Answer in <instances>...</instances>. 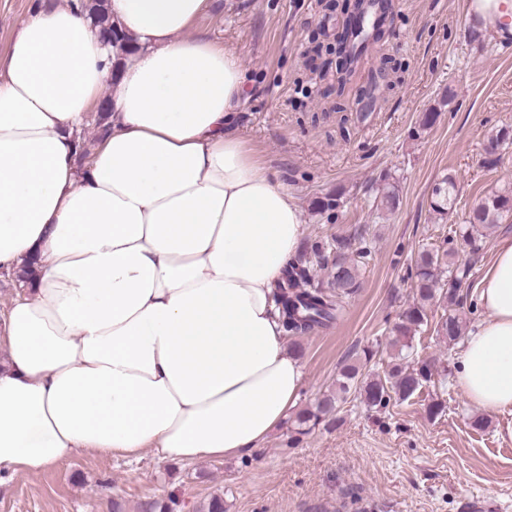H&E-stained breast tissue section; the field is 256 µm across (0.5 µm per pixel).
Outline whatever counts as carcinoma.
<instances>
[{"label": "carcinoma", "mask_w": 512, "mask_h": 512, "mask_svg": "<svg viewBox=\"0 0 512 512\" xmlns=\"http://www.w3.org/2000/svg\"><path fill=\"white\" fill-rule=\"evenodd\" d=\"M107 0H84L81 8L94 19L101 33L111 38L112 44L124 41L109 16ZM453 97L450 88H445L439 105L421 113L418 127L430 129L440 115V107L448 105ZM380 208L394 211L400 203L399 185L381 178ZM457 200L455 178L446 174L435 183L430 199V208L437 218L444 220L453 213ZM512 215V190L495 191L482 198L472 209L465 227L455 232L461 240L476 252L480 244L476 234L481 228H490L507 215ZM349 243L336 240V255L332 260L327 281H317L311 274L314 262L323 257L322 246L315 245L313 253L298 256L289 266L284 282L278 284L279 302L282 305L284 325L290 336H301L323 329L337 320L344 310V298L359 288L361 267L367 263L371 250L367 247L355 249V254L345 252ZM454 238H446L432 250L422 251L411 269L414 301L395 326L396 336L403 340L398 361L388 365L384 374L364 373L363 366L369 364L374 352L367 349L364 356L340 367L336 377V393L320 398L314 405L301 410L294 420V433L305 435L320 424L335 423L338 403L351 392L359 394L362 403L369 409L384 407L391 398L406 401L413 397L438 371L430 360L413 357V345L409 338L429 324L428 308L439 302L455 303L458 288L468 280L471 266L455 262ZM437 336L454 343L463 335V318L458 309L450 308L434 325Z\"/></svg>", "instance_id": "1"}]
</instances>
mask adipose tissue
<instances>
[{
    "instance_id": "1",
    "label": "adipose tissue",
    "mask_w": 512,
    "mask_h": 512,
    "mask_svg": "<svg viewBox=\"0 0 512 512\" xmlns=\"http://www.w3.org/2000/svg\"><path fill=\"white\" fill-rule=\"evenodd\" d=\"M205 6L108 0L120 50L75 0H32L0 53V269L38 258L0 324V475L249 455L297 405L276 286L303 213L234 127L247 71L194 33ZM466 20L512 36V0H468ZM106 96L109 133L78 166ZM478 300L456 380L494 415L512 409V239Z\"/></svg>"
}]
</instances>
